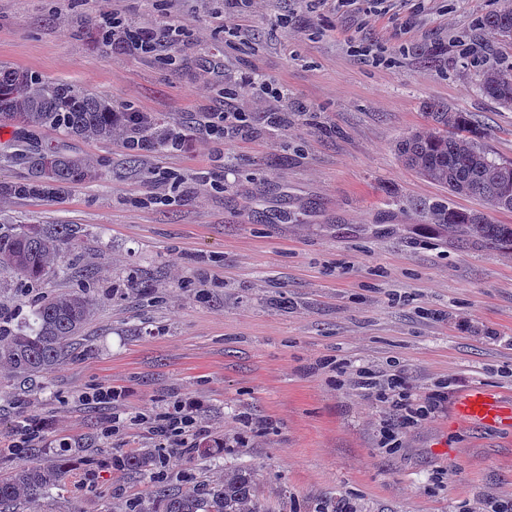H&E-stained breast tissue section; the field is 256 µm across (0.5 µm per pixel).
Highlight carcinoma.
<instances>
[{
  "label": "carcinoma",
  "instance_id": "1",
  "mask_svg": "<svg viewBox=\"0 0 512 512\" xmlns=\"http://www.w3.org/2000/svg\"><path fill=\"white\" fill-rule=\"evenodd\" d=\"M483 25L504 40L512 39V0L485 16ZM479 88L498 104L512 107V66H490ZM429 125L412 131L397 146L405 167L441 185L455 196L474 198L494 210L512 204V162L496 161L483 144L484 132L467 112L433 105ZM17 127L16 157L25 161L30 178L0 182V197L48 196L70 184L101 180L102 169L90 156L64 152L52 145H33L27 137L41 130L69 138L106 140L127 130L126 115L112 100L63 81L40 78L0 65V126ZM438 226H458L485 242L512 248V225L494 224L477 210L446 206L431 209ZM70 224H0V275L7 273L39 285L60 272L64 249L77 239ZM96 298L86 288L41 296L22 321L13 323L0 307V370L21 382L44 378L67 359L70 348L94 314ZM160 462L158 450L140 449L123 465L142 475ZM73 461L65 456L27 460L0 476V512H27L60 485ZM256 472L238 468L202 486L174 491L159 486L156 494L128 505V512H262L256 497Z\"/></svg>",
  "mask_w": 512,
  "mask_h": 512
}]
</instances>
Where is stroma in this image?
<instances>
[{
    "instance_id": "1",
    "label": "stroma",
    "mask_w": 512,
    "mask_h": 512,
    "mask_svg": "<svg viewBox=\"0 0 512 512\" xmlns=\"http://www.w3.org/2000/svg\"><path fill=\"white\" fill-rule=\"evenodd\" d=\"M501 4L387 0L363 13L256 0L236 46L224 0H0V65L80 84L191 136L181 151L133 154L120 139L39 132L97 159L104 180L0 203V224L81 230L64 275L5 306L25 316L43 290L78 288L89 271L102 295L66 363L0 382V448L34 416L49 423L35 456L76 463L38 512H112L158 483L184 489L239 467L257 470L264 512H512V427L451 423L447 388L512 396V251L432 232L433 206L483 204L396 151L440 102L469 113L491 155L512 162V108L478 86L485 68L512 63V40L481 24ZM112 11L136 27L175 22L180 35L154 55L115 51L96 24ZM223 70L287 88V125L269 126L248 88L233 102L246 137L208 136ZM133 281L150 296L127 292ZM363 368L402 377L410 402L443 396L440 413L381 447L380 424L397 412L355 384ZM101 387L118 398L86 401ZM184 394L204 403V444L223 439L224 451L172 456L154 478L113 466L155 445L135 413ZM116 416L122 430L104 438Z\"/></svg>"
}]
</instances>
